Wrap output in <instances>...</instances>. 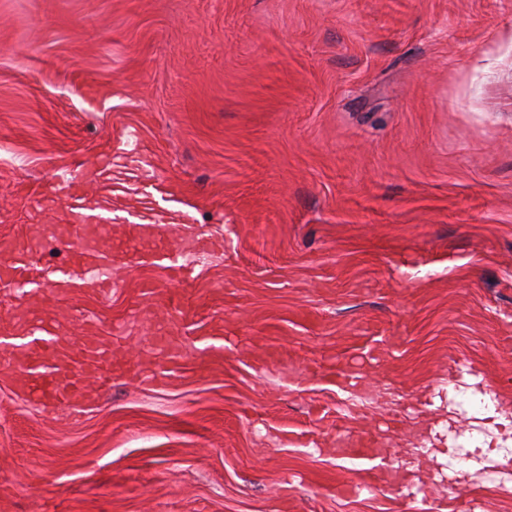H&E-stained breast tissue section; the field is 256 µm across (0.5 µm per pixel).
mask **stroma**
I'll list each match as a JSON object with an SVG mask.
<instances>
[{"instance_id":"35a3bbf8","label":"stroma","mask_w":512,"mask_h":512,"mask_svg":"<svg viewBox=\"0 0 512 512\" xmlns=\"http://www.w3.org/2000/svg\"><path fill=\"white\" fill-rule=\"evenodd\" d=\"M123 152L208 247L132 187L110 293L0 289L112 352L77 416L0 364V512H512V0H0V262ZM157 185L158 180L145 179L140 192L141 197L138 200L142 217L149 219L152 224L162 223L164 218L163 215L156 213L154 190H156ZM142 258L153 261H166L165 268L172 271L178 280L184 285H189L193 281L192 269L189 266L178 264L177 257L170 246L161 252H147L142 254Z\"/></svg>"}]
</instances>
